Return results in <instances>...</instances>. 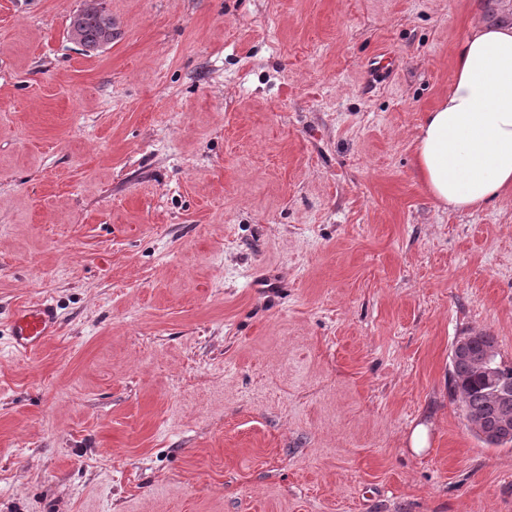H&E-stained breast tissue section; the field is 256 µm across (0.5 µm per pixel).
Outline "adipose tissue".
I'll return each instance as SVG.
<instances>
[{
    "instance_id": "1",
    "label": "adipose tissue",
    "mask_w": 512,
    "mask_h": 512,
    "mask_svg": "<svg viewBox=\"0 0 512 512\" xmlns=\"http://www.w3.org/2000/svg\"><path fill=\"white\" fill-rule=\"evenodd\" d=\"M415 169L453 211L512 193V23L480 22L460 40L448 93L419 127Z\"/></svg>"
}]
</instances>
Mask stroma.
I'll return each instance as SVG.
<instances>
[{
	"instance_id": "35a3bbf8",
	"label": "stroma",
	"mask_w": 512,
	"mask_h": 512,
	"mask_svg": "<svg viewBox=\"0 0 512 512\" xmlns=\"http://www.w3.org/2000/svg\"><path fill=\"white\" fill-rule=\"evenodd\" d=\"M102 2L87 52L0 0V512H512L448 385L457 336L512 363V193L414 170L502 0ZM55 329V315L49 305L43 303L20 310L12 324L14 345L20 353L37 350Z\"/></svg>"
}]
</instances>
